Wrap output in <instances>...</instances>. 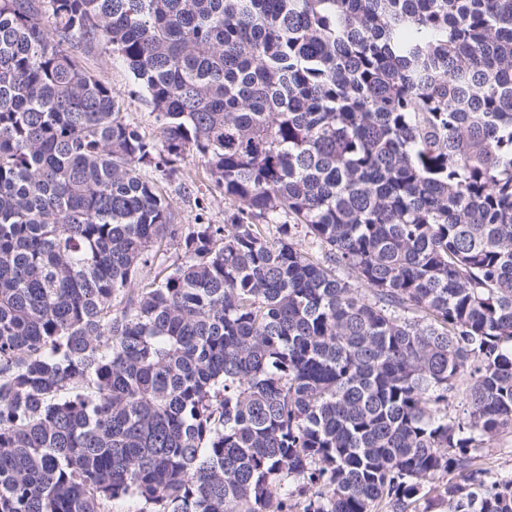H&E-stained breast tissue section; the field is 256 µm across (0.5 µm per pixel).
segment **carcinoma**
I'll return each mask as SVG.
<instances>
[{
    "mask_svg": "<svg viewBox=\"0 0 512 512\" xmlns=\"http://www.w3.org/2000/svg\"><path fill=\"white\" fill-rule=\"evenodd\" d=\"M505 433L512 0H0V512H512ZM71 51L85 67L108 84L128 121L147 139L157 140L159 124L155 119L156 113L143 95L138 93L137 81L127 66L102 46L85 48L83 45H75ZM188 187V189H186ZM175 224H196L199 217L205 223L226 224L234 206L224 195L211 187L204 167L191 156L178 165V171L164 182ZM488 449V462L494 469L501 472L512 470V435L499 437Z\"/></svg>",
    "mask_w": 512,
    "mask_h": 512,
    "instance_id": "cac0c4a2",
    "label": "carcinoma"
}]
</instances>
